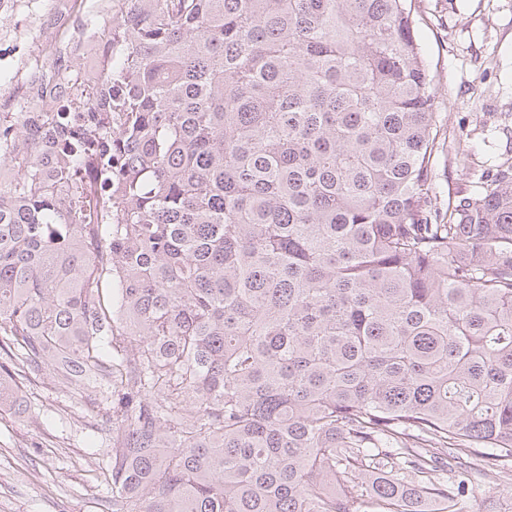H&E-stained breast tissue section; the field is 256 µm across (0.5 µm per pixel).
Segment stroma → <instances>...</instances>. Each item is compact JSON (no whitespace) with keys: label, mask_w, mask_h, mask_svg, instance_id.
Wrapping results in <instances>:
<instances>
[{"label":"stroma","mask_w":512,"mask_h":512,"mask_svg":"<svg viewBox=\"0 0 512 512\" xmlns=\"http://www.w3.org/2000/svg\"><path fill=\"white\" fill-rule=\"evenodd\" d=\"M115 4L0 0V113L37 111V88L61 63L78 69ZM411 10L440 125L432 168L444 203L512 164V0H412ZM20 395L23 414L0 415V512H112V412L99 386L45 376Z\"/></svg>","instance_id":"1"}]
</instances>
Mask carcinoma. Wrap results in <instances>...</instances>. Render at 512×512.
Returning <instances> with one entry per match:
<instances>
[{"label":"carcinoma","mask_w":512,"mask_h":512,"mask_svg":"<svg viewBox=\"0 0 512 512\" xmlns=\"http://www.w3.org/2000/svg\"><path fill=\"white\" fill-rule=\"evenodd\" d=\"M118 8L0 114V408L12 366L111 388L112 512L512 484V166L437 206L407 0Z\"/></svg>","instance_id":"obj_1"}]
</instances>
